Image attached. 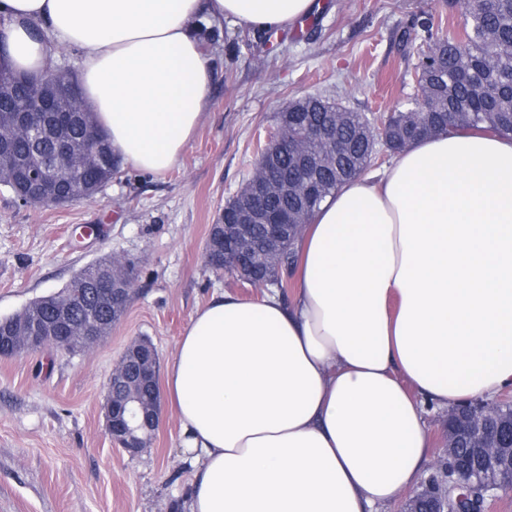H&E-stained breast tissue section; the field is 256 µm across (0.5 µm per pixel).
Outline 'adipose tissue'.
<instances>
[{"mask_svg":"<svg viewBox=\"0 0 512 512\" xmlns=\"http://www.w3.org/2000/svg\"><path fill=\"white\" fill-rule=\"evenodd\" d=\"M313 0H0V65L74 47L122 166L175 167L208 105L200 21L273 30ZM44 35H37L33 23ZM294 298L217 291L166 396L192 467L186 512H380L431 455L426 406L512 390V136L441 133L304 228Z\"/></svg>","mask_w":512,"mask_h":512,"instance_id":"1","label":"adipose tissue"}]
</instances>
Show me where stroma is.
Listing matches in <instances>:
<instances>
[{"label":"stroma","mask_w":512,"mask_h":512,"mask_svg":"<svg viewBox=\"0 0 512 512\" xmlns=\"http://www.w3.org/2000/svg\"><path fill=\"white\" fill-rule=\"evenodd\" d=\"M303 28L259 37L242 25H202L211 99L178 166L120 170L93 198L58 207L20 203L0 185V318L64 288L84 266L122 256L135 293L108 336L75 355L0 358V512H183L192 469L180 428L162 406L148 447H114L104 394L125 346L148 337L172 359L191 315L217 290L255 301L205 261L219 211L249 178L257 146L288 102L317 95L379 120L413 94L420 41L414 21L461 27L444 0H316ZM433 442L424 477L445 479L448 412L428 409Z\"/></svg>","instance_id":"obj_1"}]
</instances>
